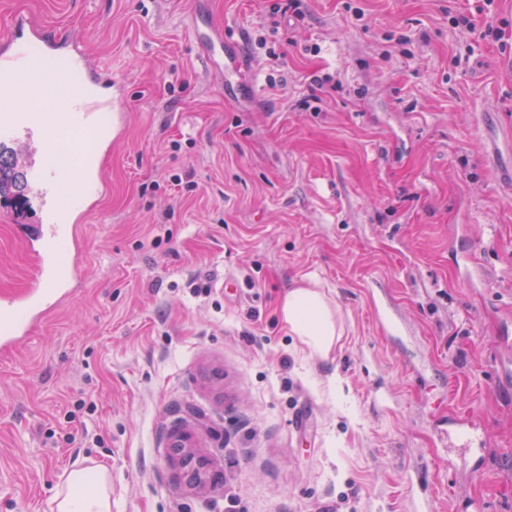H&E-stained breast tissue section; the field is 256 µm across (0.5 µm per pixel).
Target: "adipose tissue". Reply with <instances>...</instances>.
I'll return each instance as SVG.
<instances>
[{"mask_svg":"<svg viewBox=\"0 0 512 512\" xmlns=\"http://www.w3.org/2000/svg\"><path fill=\"white\" fill-rule=\"evenodd\" d=\"M278 311L289 331L310 352L328 358L341 332L325 295L308 281L296 282L282 294ZM111 480L107 471L83 468L74 471L66 488L52 502V512H111Z\"/></svg>","mask_w":512,"mask_h":512,"instance_id":"ef3b65f1","label":"adipose tissue"}]
</instances>
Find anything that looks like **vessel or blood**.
Returning a JSON list of instances; mask_svg holds the SVG:
<instances>
[{"label":"vessel or blood","instance_id":"vessel-or-blood-1","mask_svg":"<svg viewBox=\"0 0 512 512\" xmlns=\"http://www.w3.org/2000/svg\"><path fill=\"white\" fill-rule=\"evenodd\" d=\"M37 67L45 81L63 88L60 111L36 103L22 112L0 110V143L27 148L30 186L46 212L44 224L33 227L29 236L38 255L37 288L23 297H0V321L9 325L0 333L1 350L28 336L38 317L73 294L78 275L73 223L106 190L103 157L120 138L118 115L127 109L122 79L104 74L110 94L93 92L82 79L90 70V57L81 46L16 16L0 36V99L21 97L20 74ZM71 152L76 163L62 165L61 155Z\"/></svg>","mask_w":512,"mask_h":512}]
</instances>
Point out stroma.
Masks as SVG:
<instances>
[{"mask_svg": "<svg viewBox=\"0 0 512 512\" xmlns=\"http://www.w3.org/2000/svg\"><path fill=\"white\" fill-rule=\"evenodd\" d=\"M284 2L0 0V35L64 32L128 99L76 294L0 355V512L93 466L112 512H512V0ZM192 20L246 78L210 77ZM17 191L6 294L43 221ZM302 278L325 360L278 313ZM278 311L288 331L322 359L329 357L342 336L325 295L305 279L284 291Z\"/></svg>", "mask_w": 512, "mask_h": 512, "instance_id": "35a3bbf8", "label": "stroma"}]
</instances>
